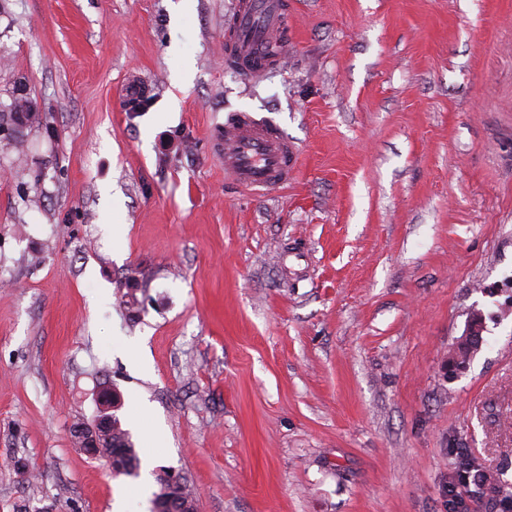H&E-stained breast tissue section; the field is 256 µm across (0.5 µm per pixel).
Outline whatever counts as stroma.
<instances>
[{
  "label": "stroma",
  "instance_id": "35a3bbf8",
  "mask_svg": "<svg viewBox=\"0 0 512 512\" xmlns=\"http://www.w3.org/2000/svg\"><path fill=\"white\" fill-rule=\"evenodd\" d=\"M232 2L0 0V101L25 76L44 117L0 142V512H144L71 436L106 385L198 512H452L465 451L502 512L512 0H288L252 82L224 63ZM233 111L295 143L288 185L225 178ZM483 321L480 313H473L467 330L448 352V374L462 372L468 366L474 350L482 343ZM467 357V359H465Z\"/></svg>",
  "mask_w": 512,
  "mask_h": 512
}]
</instances>
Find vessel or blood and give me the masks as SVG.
<instances>
[{"label": "vessel or blood", "mask_w": 512, "mask_h": 512, "mask_svg": "<svg viewBox=\"0 0 512 512\" xmlns=\"http://www.w3.org/2000/svg\"><path fill=\"white\" fill-rule=\"evenodd\" d=\"M235 35L227 64L249 80L279 64L288 39L284 0H235ZM224 175L249 191L287 185L298 168L297 148L272 122L248 112L230 113L224 121Z\"/></svg>", "instance_id": "vessel-or-blood-1"}]
</instances>
